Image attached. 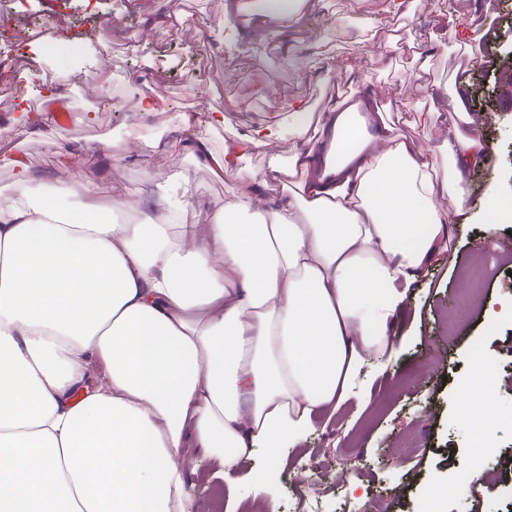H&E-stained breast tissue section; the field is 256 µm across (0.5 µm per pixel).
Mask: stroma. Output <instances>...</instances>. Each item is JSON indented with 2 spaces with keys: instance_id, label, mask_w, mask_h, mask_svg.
Segmentation results:
<instances>
[{
  "instance_id": "obj_1",
  "label": "stroma",
  "mask_w": 512,
  "mask_h": 512,
  "mask_svg": "<svg viewBox=\"0 0 512 512\" xmlns=\"http://www.w3.org/2000/svg\"><path fill=\"white\" fill-rule=\"evenodd\" d=\"M385 4L375 0L369 9L359 0H308L307 23H274L263 38L230 44L224 0H19L9 24L43 21L47 39L65 36L77 49L20 63L10 75L14 98L41 106L42 113L21 133L14 124L17 108L0 100V195L13 193L9 161L19 157L56 195L106 186L111 202L132 205L135 220L154 215L153 178L173 168L189 173L191 199L218 205L238 188L239 177H215L193 155L172 156L165 149L182 129L185 102L196 101L205 114L223 112V127L202 121L192 131L218 151L226 131L247 133L287 120L296 101L323 108L368 80L392 101L403 133L417 137L421 131L412 122L428 104L426 92L410 79L417 59L427 61L430 82L449 87L468 55L492 52L497 72L481 63L468 71L467 110L493 119L480 131L485 149L465 178L472 207H480L490 188L512 198V92L500 83L501 71L512 68V0H467V7L485 11L494 30L510 33L486 46L475 43L460 18L443 42L426 39L437 12L457 8V0H419L408 17L387 12ZM184 15L195 28L177 30ZM116 16L123 23L113 40L80 37L83 23L103 25ZM284 39L297 65L280 64L276 49ZM102 71L118 103L113 112L95 103L91 78ZM132 72L158 83L165 111L134 109L141 90L128 81ZM75 73L83 75L82 83L59 103L45 102L44 79L61 82ZM59 106L71 111L72 123L54 121ZM131 138L141 141V149L114 163V153ZM448 232V250L407 291L397 320L403 344L388 369L365 363L351 397L335 413L321 415L300 441L281 448L271 494L253 493L245 484L263 464L262 452L226 480L190 450L188 491L198 512H209L216 496L220 512H296L307 492L323 495L328 512H512V422L497 423L486 454L476 455L457 417L456 390L478 344L488 341L497 401L512 409V322L490 329L483 318L490 304L512 294V223L452 224ZM457 474L469 477V492L432 501L431 490Z\"/></svg>"
}]
</instances>
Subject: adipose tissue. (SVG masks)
I'll return each mask as SVG.
<instances>
[{
  "mask_svg": "<svg viewBox=\"0 0 512 512\" xmlns=\"http://www.w3.org/2000/svg\"><path fill=\"white\" fill-rule=\"evenodd\" d=\"M304 0H266L238 30L304 20ZM463 87L435 92L422 128L398 132L364 83L317 112L294 104L287 131L228 132L222 151L178 137L215 176L288 135L286 159L250 172L195 219L188 175L156 180L155 217L134 224L97 204L33 191L23 163L0 202V512H195L183 448L232 478L254 448L263 489L285 441L344 403L358 368L384 361L419 270L448 247L449 224L512 222L489 189L473 210ZM456 124H449V117ZM462 423L487 443L501 416L494 371L473 356Z\"/></svg>",
  "mask_w": 512,
  "mask_h": 512,
  "instance_id": "adipose-tissue-1",
  "label": "adipose tissue"
}]
</instances>
